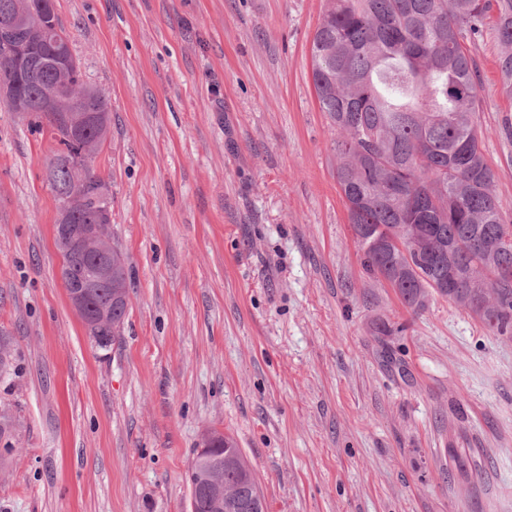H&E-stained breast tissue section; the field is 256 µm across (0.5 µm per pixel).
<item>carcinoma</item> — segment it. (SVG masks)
Returning a JSON list of instances; mask_svg holds the SVG:
<instances>
[{
    "label": "carcinoma",
    "mask_w": 512,
    "mask_h": 512,
    "mask_svg": "<svg viewBox=\"0 0 512 512\" xmlns=\"http://www.w3.org/2000/svg\"><path fill=\"white\" fill-rule=\"evenodd\" d=\"M495 18L501 89L512 95V0H328L311 44L312 82L321 111L336 131V179L347 203L364 269L384 278L408 308L419 311L438 295L478 318L496 336L512 333V224L494 190L473 117L482 83L465 34L479 36ZM47 19H20L25 53L42 61L29 78L14 42L0 40V84H24L33 101L31 126L53 141L47 178L56 198L76 186L71 164H82V205L75 223L93 224L104 178L94 166L107 128L72 124L74 112H99L109 121V100L82 73L43 63L70 51L59 20V40L47 39ZM51 109L42 106L48 94ZM112 285H101L89 313L112 304L111 288L129 290L124 254ZM95 255H62L59 275L69 289L83 279ZM453 272L452 288L448 272ZM10 339L0 336V377L10 374ZM224 463V485L236 499L255 495L252 468L234 440Z\"/></svg>",
    "instance_id": "obj_1"
}]
</instances>
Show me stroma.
<instances>
[{
    "label": "stroma",
    "instance_id": "35a3bbf8",
    "mask_svg": "<svg viewBox=\"0 0 512 512\" xmlns=\"http://www.w3.org/2000/svg\"><path fill=\"white\" fill-rule=\"evenodd\" d=\"M326 0H57L109 99L96 159L129 309L99 348L54 244L53 143L0 98V512H188L202 436L267 512H512V335L366 274L312 83ZM474 121L512 219V98L471 39ZM475 449L459 478L450 451Z\"/></svg>",
    "mask_w": 512,
    "mask_h": 512
}]
</instances>
